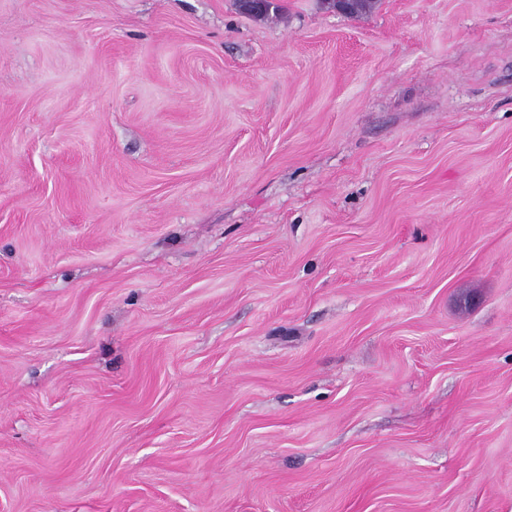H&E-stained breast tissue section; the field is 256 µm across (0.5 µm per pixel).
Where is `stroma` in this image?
I'll use <instances>...</instances> for the list:
<instances>
[{
  "label": "stroma",
  "instance_id": "1",
  "mask_svg": "<svg viewBox=\"0 0 512 512\" xmlns=\"http://www.w3.org/2000/svg\"><path fill=\"white\" fill-rule=\"evenodd\" d=\"M0 0V512H512V0Z\"/></svg>",
  "mask_w": 512,
  "mask_h": 512
}]
</instances>
